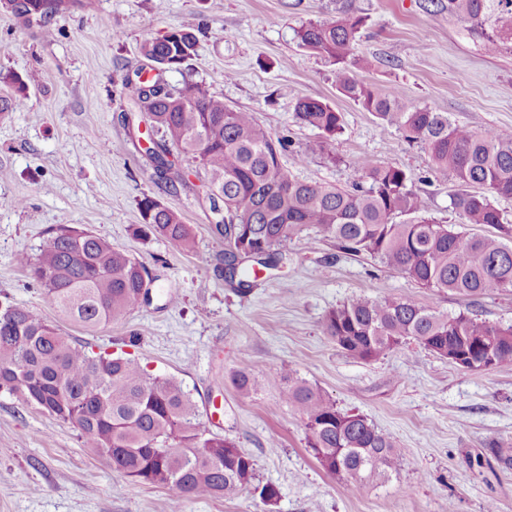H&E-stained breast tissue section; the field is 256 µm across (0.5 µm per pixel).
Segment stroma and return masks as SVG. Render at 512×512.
<instances>
[{"mask_svg": "<svg viewBox=\"0 0 512 512\" xmlns=\"http://www.w3.org/2000/svg\"><path fill=\"white\" fill-rule=\"evenodd\" d=\"M342 6L365 19L357 52L373 66L359 78L473 130L512 133V53L485 54L449 20L448 0H95L53 17L48 38L0 7V72L42 75L0 116V303L55 322L86 351L176 379L201 427L233 440L253 457L258 481L280 490L269 508L246 490L188 500L183 512H512V364L466 370L413 343L366 362L323 328L332 309L387 296L510 325L512 288L475 300L433 292L380 260L339 251L312 227L289 242L280 268L257 271L251 291L237 294L220 272L225 245L210 230L203 175L186 166V185L171 187L125 125L133 110L125 78L146 63L145 34L191 29L196 52L182 70L163 73L169 88L194 82L252 113L286 139L280 163L299 181L351 187L357 157L402 168L428 216L471 232L451 205L456 180L343 96L335 67L299 46L301 24L333 19ZM301 98L341 113L344 129L329 149L319 130L295 119ZM146 197L192 225L193 251L133 236ZM57 224L81 225L132 255L148 271L150 302L96 330L61 316L17 261L36 254ZM241 370L260 389L240 390ZM289 370L393 437L385 475L354 490L321 467L283 399L279 377ZM0 512H171V501L165 488L133 481L84 447L74 425L0 389Z\"/></svg>", "mask_w": 512, "mask_h": 512, "instance_id": "35a3bbf8", "label": "stroma"}]
</instances>
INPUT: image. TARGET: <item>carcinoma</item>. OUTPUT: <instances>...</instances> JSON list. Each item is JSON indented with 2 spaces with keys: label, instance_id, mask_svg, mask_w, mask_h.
Masks as SVG:
<instances>
[{
  "label": "carcinoma",
  "instance_id": "carcinoma-1",
  "mask_svg": "<svg viewBox=\"0 0 512 512\" xmlns=\"http://www.w3.org/2000/svg\"><path fill=\"white\" fill-rule=\"evenodd\" d=\"M47 8L40 24L93 0H5L11 12L30 24L32 4ZM448 17L463 24L488 55L512 52V0H448ZM364 24L344 7L330 21H309L296 36L299 46L336 66V87L373 113L386 127L426 147L436 168L462 187L451 204L463 223L489 226L493 234L459 232L424 214L421 196L407 173L394 166L352 163L357 182L350 189L312 185L294 179L280 164L284 143L259 125L252 113L236 110L198 84L163 94L154 82L125 83L129 99L143 108L155 139L145 155L171 182L186 181L179 151L207 179L213 210L222 214L211 231L229 247L225 281L237 293L250 291L254 267L276 269L286 259L288 241L306 227L336 240L350 255L369 254L430 291H453L468 298L512 288V222L497 207L512 197V135L492 128L474 131L448 114L406 103L395 91L381 92L357 79L351 65ZM198 38L190 29L149 33L141 45L149 62L179 70L194 54ZM11 92L0 96V114L15 110L34 75H0ZM302 124L321 131L322 148L342 133L341 113L329 104L301 98L293 107ZM142 222L134 234L158 236L177 249H193L195 235L183 216L163 203L140 201ZM33 281L44 288L58 312L94 330L124 318L145 287V267L126 251L75 224L48 229L36 257L19 256ZM325 333L348 355L375 361L413 341L461 368L512 364V325L490 324L464 312L436 313L411 297L372 301L358 298L331 310ZM285 402L304 418L308 447L328 472L359 487L364 473L390 467L395 443L359 414L341 412L319 389L294 378ZM0 388L73 424L87 448L112 468L142 484L160 486L175 508L190 498L226 497L247 489L268 506L279 499L272 483L254 485L255 462L237 445L208 433L195 422L196 407L176 381L148 374L137 362L110 353H87L59 332V326L22 306H0Z\"/></svg>",
  "mask_w": 512,
  "mask_h": 512
}]
</instances>
